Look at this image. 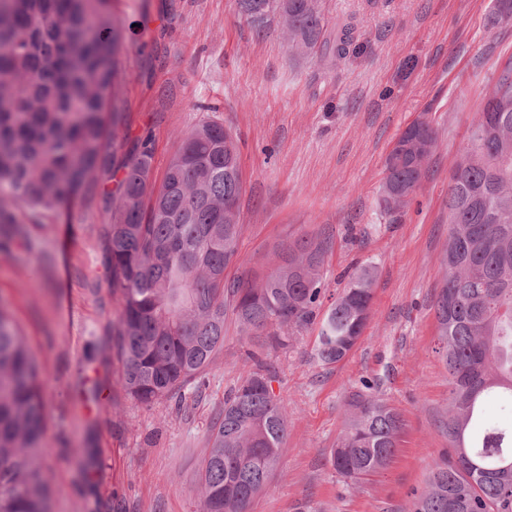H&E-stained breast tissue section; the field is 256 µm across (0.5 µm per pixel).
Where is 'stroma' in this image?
I'll use <instances>...</instances> for the list:
<instances>
[{
  "instance_id": "35a3bbf8",
  "label": "stroma",
  "mask_w": 512,
  "mask_h": 512,
  "mask_svg": "<svg viewBox=\"0 0 512 512\" xmlns=\"http://www.w3.org/2000/svg\"><path fill=\"white\" fill-rule=\"evenodd\" d=\"M493 0H326L363 45L339 67L289 50L279 26L255 35L234 0H113L126 30L123 97L164 171L204 117L239 141L243 257L272 266L275 245L325 240L324 303L365 263L372 315L354 349L325 366L308 327L270 351L288 412L280 461L252 512H409L448 446V371L434 302L448 239V177L495 73L512 59V20L486 28ZM437 145L408 206H379L384 159L419 116ZM98 205L28 225L0 252V305L41 369L53 512H200L198 473L213 420L247 364L235 326L199 384L153 406L127 398L112 349L116 304ZM400 413L389 465L349 483L331 465L345 400L363 381Z\"/></svg>"
}]
</instances>
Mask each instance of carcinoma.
I'll return each instance as SVG.
<instances>
[{"mask_svg":"<svg viewBox=\"0 0 512 512\" xmlns=\"http://www.w3.org/2000/svg\"><path fill=\"white\" fill-rule=\"evenodd\" d=\"M256 34L282 27L288 48L345 59L357 35L323 0H235ZM512 13L496 0L488 31ZM126 40L112 0H0V251L74 201L97 202L117 318L120 385L150 406L195 381L240 335L288 345L318 327L316 358L343 360L372 314L374 275L362 267L327 310L324 242L301 236L273 250L275 267H242L240 211L224 199L244 190L236 137L215 120L188 131L161 183L151 137L131 133L120 84ZM432 125L409 124L384 161L379 205L397 214L436 147ZM448 241L435 302L439 353L448 369V449L431 467L411 512H512V424L491 421L485 398L512 401V60L486 94L448 179ZM224 397L199 475L202 512H250L275 471L288 426L267 385L272 365L254 351ZM345 429L331 464L356 484L384 469L397 447L400 414L375 384L349 392ZM45 400L26 340L0 307V512H51L43 453Z\"/></svg>","mask_w":512,"mask_h":512,"instance_id":"cac0c4a2","label":"carcinoma"}]
</instances>
